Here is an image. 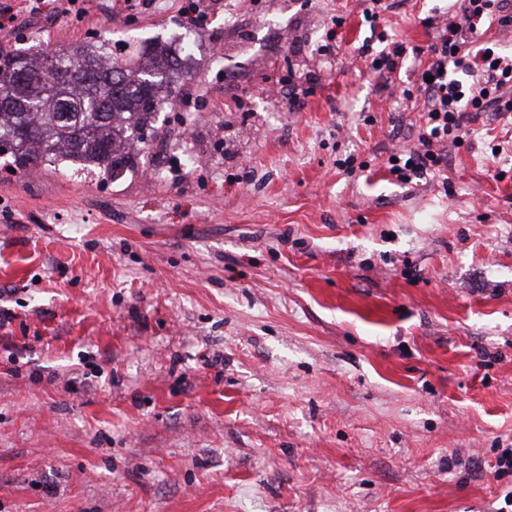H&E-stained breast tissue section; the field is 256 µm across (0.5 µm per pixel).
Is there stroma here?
<instances>
[{
    "label": "stroma",
    "mask_w": 512,
    "mask_h": 512,
    "mask_svg": "<svg viewBox=\"0 0 512 512\" xmlns=\"http://www.w3.org/2000/svg\"><path fill=\"white\" fill-rule=\"evenodd\" d=\"M202 2L0 31L197 42L134 168L0 165V512H512V120L478 114L446 170L399 181L422 104L361 54L380 28L427 47L457 0L374 27L368 0ZM309 72L300 111L265 92Z\"/></svg>",
    "instance_id": "obj_1"
}]
</instances>
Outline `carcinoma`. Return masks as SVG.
<instances>
[{"mask_svg":"<svg viewBox=\"0 0 512 512\" xmlns=\"http://www.w3.org/2000/svg\"><path fill=\"white\" fill-rule=\"evenodd\" d=\"M19 50L0 57V143L9 146L14 168L26 171L47 159L76 171L121 174L150 149L158 112L176 96L173 74L181 70L165 45L139 49L134 68L119 61L108 69L99 58L109 44L72 51ZM68 80L50 79L52 66Z\"/></svg>","mask_w":512,"mask_h":512,"instance_id":"cac0c4a2","label":"carcinoma"}]
</instances>
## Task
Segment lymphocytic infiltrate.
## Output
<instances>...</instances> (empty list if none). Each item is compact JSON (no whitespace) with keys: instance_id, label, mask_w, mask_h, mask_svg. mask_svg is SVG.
<instances>
[{"instance_id":"f902f5d3","label":"lymphocytic infiltrate","mask_w":512,"mask_h":512,"mask_svg":"<svg viewBox=\"0 0 512 512\" xmlns=\"http://www.w3.org/2000/svg\"><path fill=\"white\" fill-rule=\"evenodd\" d=\"M512 26V0H462L459 20L424 18L434 29L428 62L417 80L402 90L405 100L422 99L423 121L417 142L387 159L398 180L438 173L448 165L446 145H464L473 112H512V58L482 45L468 51L471 35L485 25Z\"/></svg>"}]
</instances>
